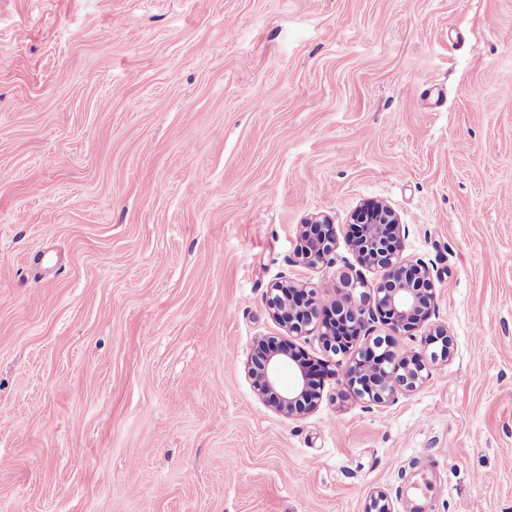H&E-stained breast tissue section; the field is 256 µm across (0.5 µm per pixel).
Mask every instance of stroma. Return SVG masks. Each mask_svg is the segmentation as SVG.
Listing matches in <instances>:
<instances>
[{
  "label": "stroma",
  "mask_w": 512,
  "mask_h": 512,
  "mask_svg": "<svg viewBox=\"0 0 512 512\" xmlns=\"http://www.w3.org/2000/svg\"><path fill=\"white\" fill-rule=\"evenodd\" d=\"M368 201L451 356L285 417L267 294L365 304ZM425 463L427 512H512V0H0V512H407ZM312 230L316 233H313ZM336 230L330 217L315 215L303 224L294 263L316 269L332 262L336 251ZM274 336H262L256 339L253 353L247 361V373L252 379L259 398L276 412L289 418L301 417L312 412L320 400V391L315 397L304 403L303 397L311 391L314 375L307 372L303 358L292 342L283 344L280 350L270 352L259 358L258 349ZM288 365L296 374V382L291 387H283L279 380L280 369Z\"/></svg>",
  "instance_id": "stroma-1"
}]
</instances>
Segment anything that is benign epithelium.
<instances>
[{"label": "benign epithelium", "mask_w": 512, "mask_h": 512, "mask_svg": "<svg viewBox=\"0 0 512 512\" xmlns=\"http://www.w3.org/2000/svg\"><path fill=\"white\" fill-rule=\"evenodd\" d=\"M352 223L365 224L367 230L359 241H351L360 263L380 273L373 288V304L367 309L350 307L343 314L328 317L325 303L313 290L291 280L273 284L268 307L288 334L305 336L318 332L327 358L318 364L319 375H334L341 369L346 387H353L366 362L367 348L355 351L336 349V322L348 319L355 330V338L369 331V325L380 323L391 336H404L426 322L437 298L433 275L422 261H413L403 255V244L398 216L388 205L370 202L353 216ZM336 230L330 217L315 215L302 226L301 241L296 247L295 263L316 269L328 265L336 251ZM269 337L256 339L253 353L247 361V373L252 379L259 398L276 412L289 418L301 417L312 412L320 395L309 402L303 397L311 391L313 374L306 371L303 358L293 343L258 357L259 346ZM289 366L296 374V382L284 387L279 371ZM376 374L379 382L358 390L361 399L375 406H383L399 395L408 394L421 387L431 376L430 363L417 352L390 353L377 358ZM366 512H395L388 495L379 491L371 496Z\"/></svg>", "instance_id": "obj_1"}]
</instances>
